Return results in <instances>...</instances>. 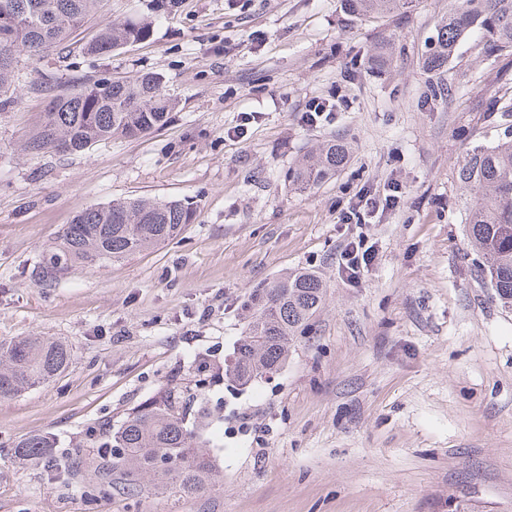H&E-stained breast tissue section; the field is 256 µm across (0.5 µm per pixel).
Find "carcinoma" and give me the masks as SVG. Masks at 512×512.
<instances>
[{
	"mask_svg": "<svg viewBox=\"0 0 512 512\" xmlns=\"http://www.w3.org/2000/svg\"><path fill=\"white\" fill-rule=\"evenodd\" d=\"M415 2L341 0L349 21L378 19ZM99 4L100 0H0V111L10 104L7 92L14 83L17 57L40 59L67 44ZM148 36L149 25L143 21L106 23L79 49L86 55H107ZM468 36L477 37L490 55L512 51V0H450L426 66L434 71L445 68ZM47 91V112L21 143L22 151L33 156L47 150L82 152L89 144L144 136L164 126L174 108L160 75L152 72L111 85L96 80ZM348 157L346 143L325 141L289 168L286 178L298 189H310L334 176ZM457 180L468 236L481 256L478 275L496 299L512 306V135L468 153ZM196 211L187 200L130 198L91 206L63 225L35 276L50 283L76 267L100 268L154 248L195 223ZM325 297L326 285L310 270L254 290L244 335L226 373L246 384L283 366L288 346L308 334ZM69 361L67 345L56 340H1L0 399L49 382L67 369ZM186 414V399L172 387L132 409L118 427L106 423L93 428L91 433L104 438L98 488L136 493L153 483L171 485L185 495L206 490L215 481V461L196 445ZM54 447V438L35 435L18 444L17 455L44 460L46 450Z\"/></svg>",
	"mask_w": 512,
	"mask_h": 512,
	"instance_id": "obj_1",
	"label": "carcinoma"
}]
</instances>
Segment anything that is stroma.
<instances>
[{"instance_id": "1", "label": "stroma", "mask_w": 512, "mask_h": 512, "mask_svg": "<svg viewBox=\"0 0 512 512\" xmlns=\"http://www.w3.org/2000/svg\"><path fill=\"white\" fill-rule=\"evenodd\" d=\"M448 0L346 21L340 0H102L79 31L130 18L149 38L103 57H20L0 112V340L67 343V370L0 400V512H512V309L476 272L455 173L512 116V52L464 39L447 67L423 58ZM395 35L385 67L374 48ZM163 77L177 106L164 127L77 154L29 156L45 85ZM339 92L308 125V101ZM347 165L306 192L284 175L333 137ZM403 187L375 223H340L360 189ZM187 199L176 239L39 284L32 270L80 211L115 199ZM367 234L376 258L357 282L340 254ZM300 269L326 284L311 335L279 370L241 386L224 374L253 288ZM206 360L211 376L198 384ZM209 411L200 432L222 480L185 497L150 488L92 492L51 480L16 445L50 435L95 457L90 431L120 424L164 387Z\"/></svg>"}]
</instances>
